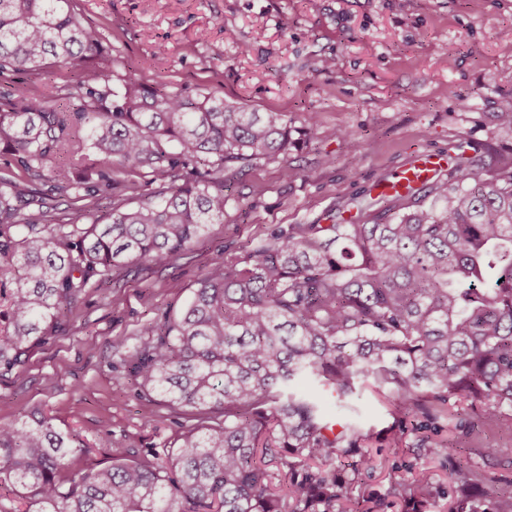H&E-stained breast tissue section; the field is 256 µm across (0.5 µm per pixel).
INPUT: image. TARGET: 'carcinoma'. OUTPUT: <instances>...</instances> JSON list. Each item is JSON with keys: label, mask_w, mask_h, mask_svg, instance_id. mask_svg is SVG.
<instances>
[{"label": "carcinoma", "mask_w": 512, "mask_h": 512, "mask_svg": "<svg viewBox=\"0 0 512 512\" xmlns=\"http://www.w3.org/2000/svg\"><path fill=\"white\" fill-rule=\"evenodd\" d=\"M111 46L74 0H0V72L52 65L71 80L52 94L0 92V371L61 329L91 281L129 262H163L224 222V172L286 157L281 112H245L118 77ZM158 184L136 209L116 200L112 163ZM51 184L50 193L37 188ZM354 224H296L241 267L206 274L183 313L148 330L134 385L212 421L174 453L73 472L85 450L52 419L0 423V512H370L351 485L369 436L334 429L311 379L340 409L366 386L396 416L394 446L461 402L512 420V168L481 179L456 165ZM90 220H58L50 195ZM447 494L422 472L404 512L448 497V512H512L495 476L448 455ZM27 507H5L3 491Z\"/></svg>", "instance_id": "cac0c4a2"}]
</instances>
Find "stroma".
Here are the masks:
<instances>
[{"label": "stroma", "instance_id": "35a3bbf8", "mask_svg": "<svg viewBox=\"0 0 512 512\" xmlns=\"http://www.w3.org/2000/svg\"><path fill=\"white\" fill-rule=\"evenodd\" d=\"M112 46V68L189 96L213 94L235 107L285 113L300 142L288 158L261 159L225 177L224 221L185 252L158 264L113 271L89 285L62 331L31 347L23 368L0 373V422L42 411L90 443L72 471L175 451L197 423L134 386L129 354L145 332L180 314L199 278L243 265L294 224H342L375 204L371 185L416 157L444 152L490 177L512 162V128L494 116L512 104V0H77ZM333 59L332 68L322 62ZM320 140L306 144L308 124ZM362 138L351 153L344 132ZM352 421L369 434L370 461L352 493L387 495L395 479L424 470L448 477L439 458L395 452L384 430L387 404L365 389ZM454 414L440 438L469 452L476 470L512 489V427L484 423L470 434ZM112 445L97 447L103 435ZM497 448L484 458L482 448ZM390 469L380 470V459Z\"/></svg>", "mask_w": 512, "mask_h": 512}]
</instances>
